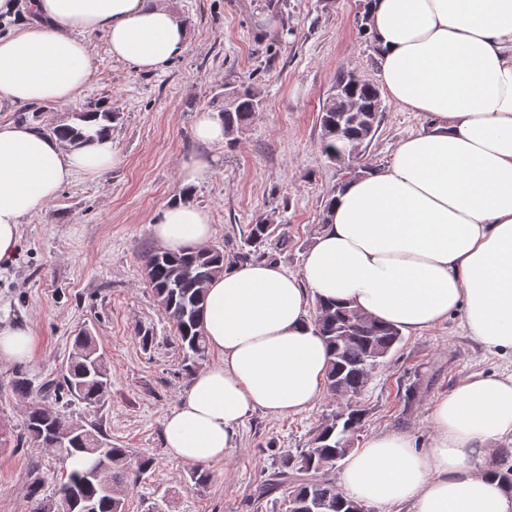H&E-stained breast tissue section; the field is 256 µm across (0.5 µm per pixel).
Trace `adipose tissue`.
I'll list each match as a JSON object with an SVG mask.
<instances>
[{"mask_svg": "<svg viewBox=\"0 0 512 512\" xmlns=\"http://www.w3.org/2000/svg\"><path fill=\"white\" fill-rule=\"evenodd\" d=\"M35 17L0 35V99L73 100L93 75L90 38L104 34L133 71H164L187 49L166 0H34ZM370 25L390 99L432 120L402 139L392 163L337 193L300 274L262 260L233 266L206 291L202 322L220 359L196 371L163 421L175 459L227 458L245 418L311 408L326 391L330 351L311 302L347 304L417 333L464 311L469 335L512 353V0H373ZM117 160L108 136L73 145L0 123V264L14 261L24 220L77 175ZM179 253L207 245L208 212L190 199L151 224ZM433 436L382 431L342 459L340 483L365 504L411 512H512L495 443L512 436V376L474 374L434 402Z\"/></svg>", "mask_w": 512, "mask_h": 512, "instance_id": "ef3b65f1", "label": "adipose tissue"}]
</instances>
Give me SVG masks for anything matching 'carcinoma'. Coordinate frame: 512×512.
Masks as SVG:
<instances>
[{"label": "carcinoma", "mask_w": 512, "mask_h": 512, "mask_svg": "<svg viewBox=\"0 0 512 512\" xmlns=\"http://www.w3.org/2000/svg\"><path fill=\"white\" fill-rule=\"evenodd\" d=\"M358 35L373 51L375 39L369 26V0H364L356 19ZM231 101L224 103L220 120L224 136L233 135L247 125L262 108L260 93L248 82L224 86ZM382 98L379 86L352 71L337 74L319 113L322 129L321 152L344 170L343 179L332 193L340 192L352 180L366 176L376 168L366 162L369 147L380 124ZM95 120L97 129L88 122ZM114 115L101 105L77 112L74 121L49 125L47 131L80 144L95 135L112 132ZM244 244L250 247L237 256L243 266L252 260L251 248L275 243V248L288 245V236L277 224L261 222L248 225ZM142 274L159 309L164 314L182 353V374L190 377L206 361L209 347L203 333L201 315L205 289L224 268L230 266L220 245H207L173 254L159 249L141 253ZM315 330L325 338L332 359L327 374L329 395L337 391L357 397L318 426L311 448L285 450L277 456L273 470L256 489L257 498L272 494L283 485L289 486L285 512H368L366 505L343 495L328 471L351 451L347 438L358 433L367 416L358 398L362 396L370 376L402 342L399 329L374 320L361 311L342 305L315 304ZM112 385V377L100 350L98 340L88 331L74 336L67 364L54 377L34 385L26 371H15L12 392L27 400L23 434L20 441L43 448L60 447L65 440L69 449L63 465L65 478L51 494L45 493V480L36 477L27 486L30 512H125L128 487L153 468L154 459L143 456L130 461L129 450L106 442L102 423L85 421L73 415L71 407L83 405L101 408ZM52 398L60 404L55 411L42 402ZM102 455L106 467L98 477L88 472L93 455Z\"/></svg>", "instance_id": "1"}]
</instances>
